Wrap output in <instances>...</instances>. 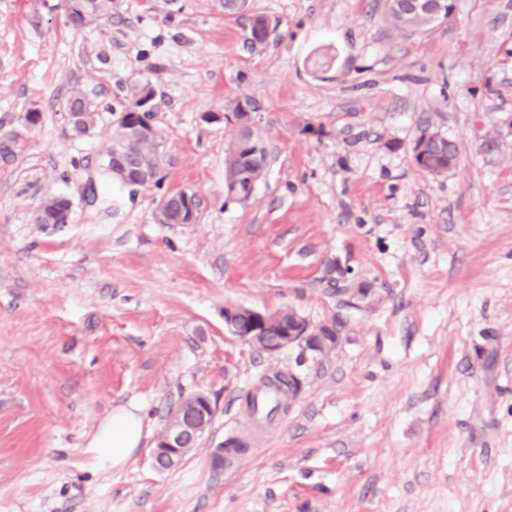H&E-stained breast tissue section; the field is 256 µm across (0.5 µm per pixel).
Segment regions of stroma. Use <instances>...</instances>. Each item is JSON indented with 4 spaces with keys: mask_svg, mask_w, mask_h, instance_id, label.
Segmentation results:
<instances>
[{
    "mask_svg": "<svg viewBox=\"0 0 512 512\" xmlns=\"http://www.w3.org/2000/svg\"><path fill=\"white\" fill-rule=\"evenodd\" d=\"M116 3L79 30L62 0H0V512H512V0H456L417 32L388 0H249L276 27L254 49L224 0ZM146 81L161 172L121 186L107 131ZM76 90L98 113L83 137L62 118ZM245 96L269 166L236 202V128L203 116ZM426 129L458 146L444 175L413 161ZM179 190L197 223H159ZM50 196L68 223H35ZM228 304L337 339L271 356L228 332ZM272 368L299 390L227 468ZM196 392L211 426L156 469ZM129 404L141 443L97 468L88 436ZM215 409L204 393L183 399L168 415L153 453V464L169 469L179 464L194 448L212 423Z\"/></svg>",
    "mask_w": 512,
    "mask_h": 512,
    "instance_id": "stroma-1",
    "label": "stroma"
}]
</instances>
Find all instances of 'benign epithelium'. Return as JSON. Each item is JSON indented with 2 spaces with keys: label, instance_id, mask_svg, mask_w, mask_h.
<instances>
[{
  "label": "benign epithelium",
  "instance_id": "obj_1",
  "mask_svg": "<svg viewBox=\"0 0 512 512\" xmlns=\"http://www.w3.org/2000/svg\"><path fill=\"white\" fill-rule=\"evenodd\" d=\"M154 111V96H146L140 105L129 109L127 121L138 125L139 133L152 139L157 137L153 122L144 119V113ZM224 320L232 326L236 337L266 352L274 354L293 346L304 345L321 349L326 342L334 341L333 336L300 335L283 329L278 336L266 335L273 322V314L254 308L225 307ZM215 409L210 398L203 394H193L183 399L168 415L166 424L158 437L153 453V464L160 469H169L179 464L186 452L195 447L212 423Z\"/></svg>",
  "mask_w": 512,
  "mask_h": 512
}]
</instances>
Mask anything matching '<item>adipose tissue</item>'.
I'll use <instances>...</instances> for the list:
<instances>
[{"label": "adipose tissue", "instance_id": "adipose-tissue-1", "mask_svg": "<svg viewBox=\"0 0 512 512\" xmlns=\"http://www.w3.org/2000/svg\"><path fill=\"white\" fill-rule=\"evenodd\" d=\"M142 437V422L135 407H119L97 428L89 446L95 453L100 468H110L123 463Z\"/></svg>", "mask_w": 512, "mask_h": 512}]
</instances>
